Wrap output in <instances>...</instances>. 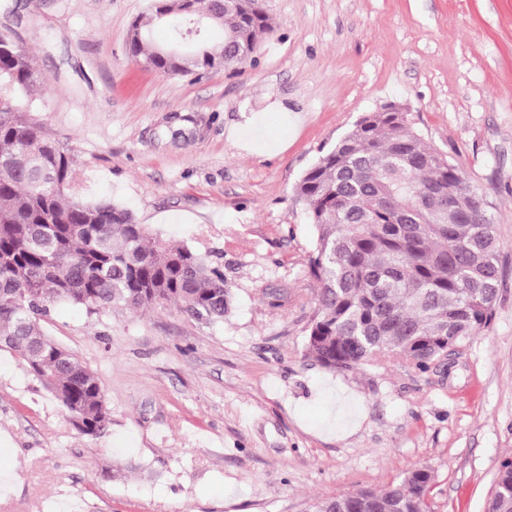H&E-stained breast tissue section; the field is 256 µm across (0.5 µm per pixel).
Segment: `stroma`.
Returning a JSON list of instances; mask_svg holds the SVG:
<instances>
[{
  "label": "stroma",
  "mask_w": 512,
  "mask_h": 512,
  "mask_svg": "<svg viewBox=\"0 0 512 512\" xmlns=\"http://www.w3.org/2000/svg\"><path fill=\"white\" fill-rule=\"evenodd\" d=\"M264 6L255 62L195 77L129 55L149 0H0V34L45 79L33 114L73 148L80 196L221 266L234 293L210 325L173 305L51 304L43 332L101 382V437L1 350L0 512H309L415 466L433 475L429 512H484L512 456V0ZM388 104L486 197L506 261L494 320L448 374L390 361L342 375L305 356L315 231L294 187ZM187 112L194 137L172 142L169 118ZM259 136L279 149L254 153Z\"/></svg>",
  "instance_id": "35a3bbf8"
}]
</instances>
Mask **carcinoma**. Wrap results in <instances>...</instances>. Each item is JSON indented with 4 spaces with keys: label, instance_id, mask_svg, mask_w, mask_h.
<instances>
[{
    "label": "carcinoma",
    "instance_id": "1",
    "mask_svg": "<svg viewBox=\"0 0 512 512\" xmlns=\"http://www.w3.org/2000/svg\"><path fill=\"white\" fill-rule=\"evenodd\" d=\"M175 19L173 54L151 23ZM224 30L213 44L209 30ZM270 29L263 0H151L127 48L173 75H228L255 61ZM45 79L22 48L0 40V350L16 352L84 434L111 423L98 377L46 336L40 319L66 301L89 314L174 304L188 318L224 320L234 294L224 272L181 244L147 238L130 212L76 193L75 155L47 136L17 97ZM316 231L309 258L318 310L305 357L340 374L390 359L421 372L448 359L495 317L504 260L488 203L463 171L427 145L405 112H369L294 187ZM432 474L414 468L379 491L317 500L311 512H428ZM485 512H512V458Z\"/></svg>",
    "mask_w": 512,
    "mask_h": 512
}]
</instances>
